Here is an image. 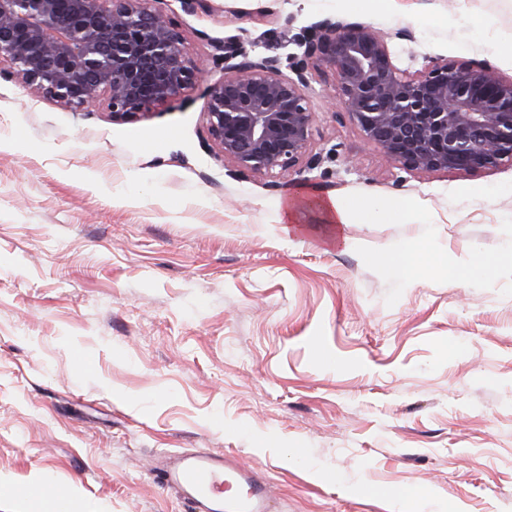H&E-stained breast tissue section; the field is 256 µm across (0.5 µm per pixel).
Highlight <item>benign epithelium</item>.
Returning <instances> with one entry per match:
<instances>
[{
	"mask_svg": "<svg viewBox=\"0 0 512 512\" xmlns=\"http://www.w3.org/2000/svg\"><path fill=\"white\" fill-rule=\"evenodd\" d=\"M151 0H0V77L74 111L103 103L116 121L186 102L204 81L179 29ZM301 52L257 60L230 38L216 46L224 76L206 87L207 138L235 172L275 177L304 165L315 112L312 72L338 80L342 110L366 141L414 171H474L512 162V77L485 61H434L419 75L394 64L359 22L324 20Z\"/></svg>",
	"mask_w": 512,
	"mask_h": 512,
	"instance_id": "benign-epithelium-1",
	"label": "benign epithelium"
}]
</instances>
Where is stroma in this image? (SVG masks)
Returning <instances> with one entry per match:
<instances>
[{
	"label": "stroma",
	"mask_w": 512,
	"mask_h": 512,
	"mask_svg": "<svg viewBox=\"0 0 512 512\" xmlns=\"http://www.w3.org/2000/svg\"><path fill=\"white\" fill-rule=\"evenodd\" d=\"M210 6L161 4L212 81L224 39L283 60L326 18L407 75L512 77V0ZM336 90L306 89L320 165L273 181L211 145L202 88L116 121L0 78V512H184L154 468L192 448L268 473L277 512H512V164L405 169ZM395 248L430 260L399 277Z\"/></svg>",
	"instance_id": "1"
}]
</instances>
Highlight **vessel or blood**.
<instances>
[{"label": "vessel or blood", "instance_id": "b4317fda", "mask_svg": "<svg viewBox=\"0 0 512 512\" xmlns=\"http://www.w3.org/2000/svg\"><path fill=\"white\" fill-rule=\"evenodd\" d=\"M155 478L175 492L187 512H273L277 502L261 470L206 448L166 455Z\"/></svg>", "mask_w": 512, "mask_h": 512}]
</instances>
